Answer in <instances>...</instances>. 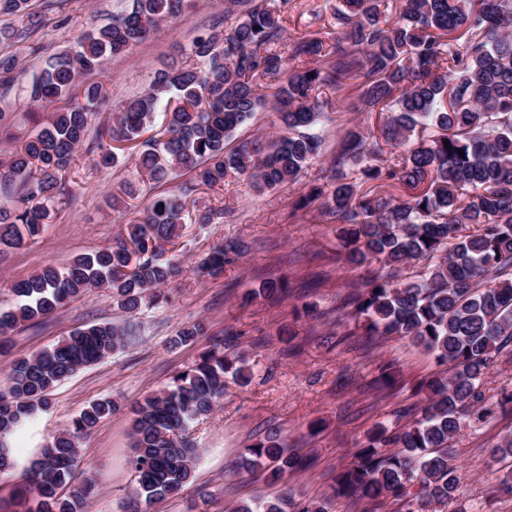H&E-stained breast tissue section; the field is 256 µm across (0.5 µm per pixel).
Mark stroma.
Listing matches in <instances>:
<instances>
[{"mask_svg": "<svg viewBox=\"0 0 512 512\" xmlns=\"http://www.w3.org/2000/svg\"><path fill=\"white\" fill-rule=\"evenodd\" d=\"M337 3L291 0L283 21L286 38L330 40ZM121 8V0H30L29 17L0 15V27L25 28L30 33L28 41L9 45L18 57V85L0 94V113L7 115L9 131L8 136H0V162L7 161L32 129L31 105L22 86L40 73L47 58L75 47L82 34L108 23ZM223 23L224 0H189L179 17L107 63L101 80L110 106L120 107L141 95L159 68L178 59L181 48ZM35 45L40 48L36 54L31 51ZM360 94L361 82L356 78L342 91L327 90V115L317 127L323 139L321 154L295 183L262 193L245 180L195 185L192 200L224 208L223 219L204 227L186 226L181 246L173 251L183 275L170 285L171 301L138 312L147 328L144 342L63 381L53 393L51 408L16 434L14 451L20 467L0 475V512H24L18 501L26 479L23 464L67 429L82 409L102 398L117 401L121 409L81 440L76 477H89L95 483L87 512H131L136 486L129 464L132 406L166 386L229 330L239 337L227 350L247 353L251 381L245 387L229 385L215 412L194 424L191 434L202 456L193 481L174 497L141 504V512H227L261 493L331 498L336 474L350 463L368 431L394 424L399 409L419 406L416 385L437 372L434 355L394 336L364 335L354 320L338 319V308L344 306L362 273L344 266L335 227L326 223L319 210L292 208L319 169L336 155L349 130L379 126L380 115L362 111ZM108 138L98 122H91L86 142L61 175L64 200L48 205V224L26 246L0 249V308L14 303L13 283L45 265H62L112 245L123 225L134 223L152 198L179 195L194 185L193 174L185 172L113 205L112 195L123 184L137 181L138 174L123 152L116 166L97 165L98 145ZM230 240L248 246L239 263L217 279L197 276V256ZM270 278L287 283V299L244 301L247 291ZM126 318L110 292L92 290L41 322L12 332L0 347V379L17 358L50 346L76 329ZM196 321L205 323V332L188 344L173 345L179 329ZM384 363L393 364L398 372V382L388 392L372 386ZM271 431L280 432L285 446L298 449L309 459V466L283 474L274 484L261 471L235 472L245 449ZM510 432V412L466 430L456 445L461 494L449 503L447 512H512V496L494 497L488 492L490 479L503 468L491 450Z\"/></svg>", "mask_w": 512, "mask_h": 512, "instance_id": "1", "label": "stroma"}]
</instances>
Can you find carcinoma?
Segmentation results:
<instances>
[{
	"instance_id": "carcinoma-1",
	"label": "carcinoma",
	"mask_w": 512,
	"mask_h": 512,
	"mask_svg": "<svg viewBox=\"0 0 512 512\" xmlns=\"http://www.w3.org/2000/svg\"><path fill=\"white\" fill-rule=\"evenodd\" d=\"M290 2L227 0L224 32L194 38L181 62L158 69L149 89L117 112L103 109L106 87L89 78L155 33L161 21L177 17L187 0H131L128 10L80 38L75 49L50 58L23 88L50 117L0 172L1 180L22 190L13 205L0 206V246L21 248L41 232L48 212L29 202L64 196L59 178L94 115H106L112 141L133 145L154 126L162 103L163 124L133 154L139 175L161 182L188 170L204 186L243 177L264 191L295 181L320 154V90L339 91L345 80L363 77L364 111L385 114L379 134L349 132L294 210L316 207L339 225L345 265H380L350 296L361 329L421 346L443 369L419 383L420 415L367 433L336 476L334 496L393 504L394 512H444L460 493L456 440L488 421L495 404L512 403V391L503 387L490 395L483 384L512 361V0H404L393 22L381 19V0H339L329 45L319 39L285 43L282 13ZM303 57L323 65H293ZM16 64L14 55L0 57V88L14 87ZM61 98L69 100L67 107L53 108ZM270 108L279 113L284 134L226 150L240 126ZM186 212L185 197L158 196L114 244L13 284L17 303L0 309V337L93 288L110 290L129 313L169 301L163 287L182 268L165 246L182 239ZM222 218V208L197 207L193 223ZM244 252L238 240L217 244L197 258L196 270L217 278ZM420 262L413 278L398 279L399 270ZM287 293L283 281L267 279L243 299ZM203 331L200 322L187 324L172 343L186 344ZM143 336L139 322H102L19 358L6 390L0 389V474L15 466L8 439L50 408L61 382ZM251 375L244 353L215 347L132 409L136 501L164 500L192 481L201 449L187 431L214 412L229 383L244 386ZM118 408L107 398L91 403L39 451L26 469L34 493L28 512H84L92 483L64 492L79 464V442ZM302 463L270 434L246 449L240 468H263L274 483ZM330 508L329 500L283 494L232 512Z\"/></svg>"
}]
</instances>
